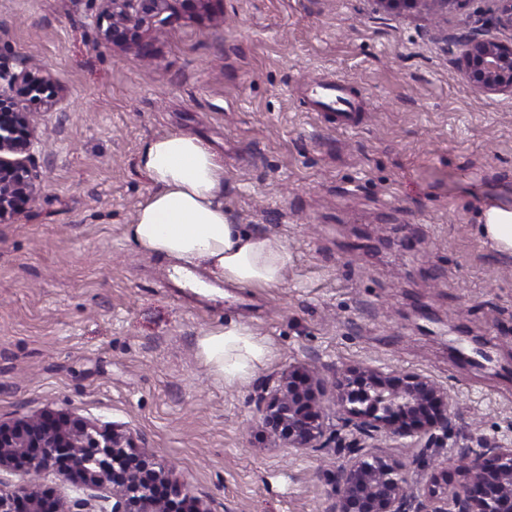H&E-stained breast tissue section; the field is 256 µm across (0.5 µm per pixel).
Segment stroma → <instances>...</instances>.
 <instances>
[{
  "instance_id": "1",
  "label": "stroma",
  "mask_w": 512,
  "mask_h": 512,
  "mask_svg": "<svg viewBox=\"0 0 512 512\" xmlns=\"http://www.w3.org/2000/svg\"><path fill=\"white\" fill-rule=\"evenodd\" d=\"M494 0L438 20L378 0H182L143 52L100 42L92 0H0V65L39 63L64 97H27L42 143L37 197L0 221V420L41 412L131 431L210 512H331V448L295 451L258 427L261 386L355 363L447 387L468 445L512 441V251L480 231L512 209V96L458 75L457 39ZM343 81L354 125L315 111L308 82ZM204 139L224 161V209L281 237V284L194 295L126 227L152 186L154 136ZM268 347L248 379L211 374L197 340L229 321ZM495 358L478 369L456 342ZM74 499L61 476L0 472Z\"/></svg>"
}]
</instances>
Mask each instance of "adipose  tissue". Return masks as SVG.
<instances>
[{"label": "adipose tissue", "instance_id": "1", "mask_svg": "<svg viewBox=\"0 0 512 512\" xmlns=\"http://www.w3.org/2000/svg\"><path fill=\"white\" fill-rule=\"evenodd\" d=\"M140 165L152 190L127 227L138 251L170 261L177 273L204 269L217 282H282L291 260L287 245L230 221L224 163L206 142L180 132L154 137L144 145ZM198 347L210 371L227 381L246 379L266 353L254 333L234 321L204 332Z\"/></svg>", "mask_w": 512, "mask_h": 512}]
</instances>
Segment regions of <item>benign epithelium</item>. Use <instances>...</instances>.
<instances>
[{"instance_id": "obj_1", "label": "benign epithelium", "mask_w": 512, "mask_h": 512, "mask_svg": "<svg viewBox=\"0 0 512 512\" xmlns=\"http://www.w3.org/2000/svg\"><path fill=\"white\" fill-rule=\"evenodd\" d=\"M181 0H93L98 39L143 49L147 30L164 28ZM387 7L404 5L437 15L455 0H378ZM494 24L512 29V0H495ZM461 78L484 94L512 95V42L490 40L472 32L458 57ZM51 79L29 69L12 72L0 66V107L13 93L38 95ZM39 138L30 114L16 107L0 110V219L35 198L32 172ZM323 381L306 364L288 366L267 383L257 399L260 422L285 447L334 448L346 463L332 474V512H512V442L483 438L467 447L448 485V466L419 455L429 470L417 491L408 486L406 465L385 454L381 437L411 439L410 445L443 448L454 433L448 389L418 372H383L357 364L336 376V416L341 429L327 431L321 405ZM22 463L39 476L62 475L77 491H97L112 501V512H179L161 489L181 496L173 470L150 462L132 434L68 413L47 412L13 423L0 421V470ZM0 512H73L30 488L9 489L0 481Z\"/></svg>"}]
</instances>
